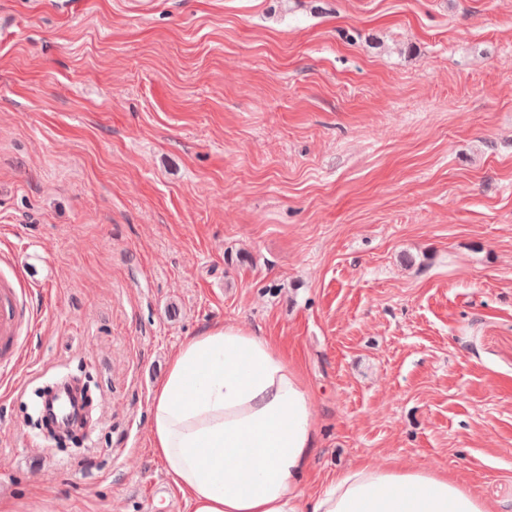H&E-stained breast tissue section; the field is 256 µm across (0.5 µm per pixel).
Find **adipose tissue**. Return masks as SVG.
Masks as SVG:
<instances>
[{"mask_svg": "<svg viewBox=\"0 0 512 512\" xmlns=\"http://www.w3.org/2000/svg\"><path fill=\"white\" fill-rule=\"evenodd\" d=\"M150 440L192 512H493L442 470L362 461L318 493L303 372L265 337L215 324L186 337L154 389Z\"/></svg>", "mask_w": 512, "mask_h": 512, "instance_id": "obj_1", "label": "adipose tissue"}]
</instances>
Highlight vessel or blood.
Returning <instances> with one entry per match:
<instances>
[{"label": "vessel or blood", "mask_w": 512, "mask_h": 512, "mask_svg": "<svg viewBox=\"0 0 512 512\" xmlns=\"http://www.w3.org/2000/svg\"><path fill=\"white\" fill-rule=\"evenodd\" d=\"M33 285L8 258L0 260V381L14 382L25 366L24 350L31 326L24 307Z\"/></svg>", "instance_id": "vessel-or-blood-1"}]
</instances>
